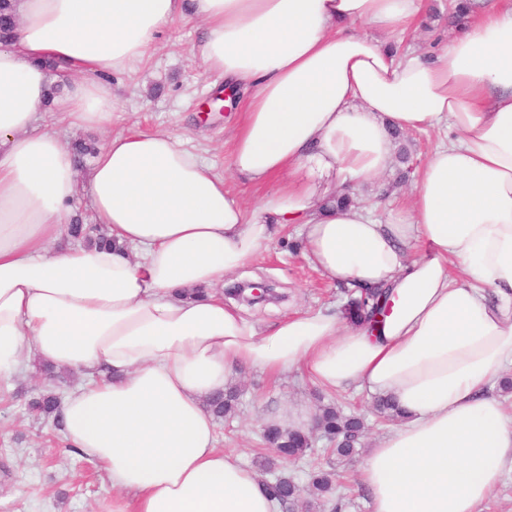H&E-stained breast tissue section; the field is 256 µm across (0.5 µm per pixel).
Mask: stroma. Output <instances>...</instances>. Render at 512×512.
Returning a JSON list of instances; mask_svg holds the SVG:
<instances>
[{"label": "stroma", "instance_id": "1", "mask_svg": "<svg viewBox=\"0 0 512 512\" xmlns=\"http://www.w3.org/2000/svg\"><path fill=\"white\" fill-rule=\"evenodd\" d=\"M448 2L427 0V9L415 29L397 39L401 53L430 51L432 43L456 32V24L448 17ZM200 34L198 22L189 18L177 20L137 71L113 76L112 90L122 112L116 126L166 128L185 136L202 159L223 175L227 187L244 193L253 205L262 192L244 188L235 179L224 149L225 141L243 118L240 104L222 112L203 109L214 89L223 86L224 81L203 74L192 61L191 50ZM404 139L411 146L408 159L384 174L380 182L405 204L439 134L413 130L405 133ZM303 252L302 232L292 225L268 243L261 257L225 277L228 286L248 278L267 277L287 290V303L253 315L257 325H269L297 310L341 308L345 297L340 286L323 280L308 265ZM83 381L82 375L67 370L47 377L33 359L21 373L0 382V512H110L115 492L105 473L69 448L52 422L28 408L29 401L45 389H55L63 397ZM234 387L239 400L233 414L216 421L219 447L233 450L240 462L253 470L258 469L261 460H269L275 474L300 482L306 481L315 468L335 470L340 476L342 512H371L357 471L367 449L392 428L391 422L376 416L373 395L326 391L299 372L274 377L253 369L241 373ZM288 399L306 402L315 414L329 405L346 413H361L365 429L357 454L345 460L330 457L325 439L316 434L308 456L283 464L263 438L262 418Z\"/></svg>", "mask_w": 512, "mask_h": 512}]
</instances>
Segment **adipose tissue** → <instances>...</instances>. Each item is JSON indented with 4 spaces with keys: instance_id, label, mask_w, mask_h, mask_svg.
<instances>
[{
    "instance_id": "ef3b65f1",
    "label": "adipose tissue",
    "mask_w": 512,
    "mask_h": 512,
    "mask_svg": "<svg viewBox=\"0 0 512 512\" xmlns=\"http://www.w3.org/2000/svg\"><path fill=\"white\" fill-rule=\"evenodd\" d=\"M433 54H393L424 0H11L0 40V379L31 358L89 376L60 407L67 442L101 468L112 512H276L218 448L207 401L245 369L304 373L392 398L397 427L359 470L371 512H481L512 471V0H473ZM192 54L244 98L229 143L253 212L167 129L112 132L110 79L178 19ZM54 108L108 136L87 175L37 130ZM437 129L408 207L357 195L393 165L397 131ZM87 195L112 244L55 249ZM300 225L325 279L384 288L371 322L308 309L258 326L216 287Z\"/></svg>"
}]
</instances>
